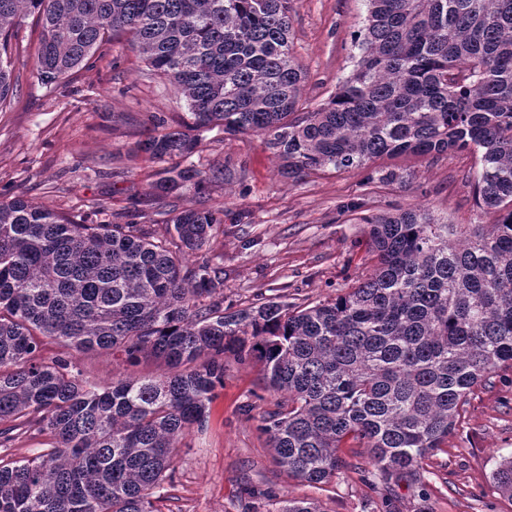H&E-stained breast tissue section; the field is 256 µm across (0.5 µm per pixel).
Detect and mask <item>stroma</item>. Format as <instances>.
I'll list each match as a JSON object with an SVG mask.
<instances>
[{"label": "stroma", "mask_w": 512, "mask_h": 512, "mask_svg": "<svg viewBox=\"0 0 512 512\" xmlns=\"http://www.w3.org/2000/svg\"><path fill=\"white\" fill-rule=\"evenodd\" d=\"M364 0H295L292 47L307 77L300 106L313 110L352 69L354 31ZM12 53L19 90L0 110V200L22 195L76 222L147 224L164 231L174 206L223 208L224 222L202 248L224 280V302L246 306L270 299L304 306L326 302L366 278L372 262L366 214L426 205L447 224H482L473 199L475 156L451 152L382 158L354 172L326 171L298 180L279 174L263 136L201 134L191 158L199 169L223 165L226 181L203 193L157 197L155 163L136 152L151 118L186 110L125 37L101 47L102 59L55 84L35 77L40 28L26 18ZM387 170L397 179L384 178ZM74 371L99 388L120 368L111 354L71 355ZM280 396L266 388L260 365L224 359V387L209 406L203 430L176 451V471L157 499L158 512H278L283 498L317 502L321 512H512V495L493 479L512 455V369L477 387L441 448L422 463L420 480L384 485L367 449L347 442L346 466L328 485L290 477L274 459L259 418ZM260 495H250V488ZM272 497H264V490Z\"/></svg>", "instance_id": "obj_1"}]
</instances>
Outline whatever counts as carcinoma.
Instances as JSON below:
<instances>
[{"label":"carcinoma","mask_w":512,"mask_h":512,"mask_svg":"<svg viewBox=\"0 0 512 512\" xmlns=\"http://www.w3.org/2000/svg\"><path fill=\"white\" fill-rule=\"evenodd\" d=\"M354 65L330 101L298 110L292 0H0V107L17 95L11 41L37 16V80L87 64L110 34L130 36L185 101L139 143L174 194L225 180L182 161L200 133L262 134L297 178L381 157L477 154L485 224H439L423 205L362 215L366 279L332 302L224 307L205 258L222 209L186 206L158 238L139 224H80L37 202L0 201V512H155L174 450L203 428L224 354L257 359L283 395L260 416L278 463L311 484L368 449L379 479H415L456 427L471 389L512 368V0H365ZM110 351L124 372L100 391L43 339ZM147 359L167 371H129ZM46 432L26 460L17 431ZM493 479L512 495V457Z\"/></svg>","instance_id":"carcinoma-1"}]
</instances>
